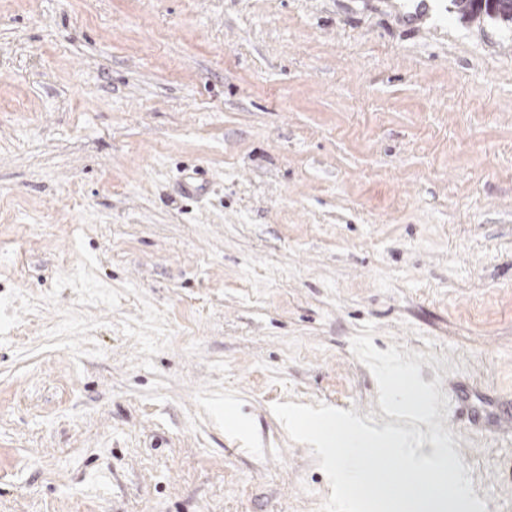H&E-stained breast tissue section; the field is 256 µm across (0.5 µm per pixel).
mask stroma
Here are the masks:
<instances>
[{"mask_svg": "<svg viewBox=\"0 0 512 512\" xmlns=\"http://www.w3.org/2000/svg\"><path fill=\"white\" fill-rule=\"evenodd\" d=\"M402 4L0 0V512H320L278 402L512 512V30ZM381 378L387 391L401 396L411 413L421 414L425 412L426 399L421 391L414 386L411 377L404 369L397 366L387 367Z\"/></svg>", "mask_w": 512, "mask_h": 512, "instance_id": "stroma-1", "label": "stroma"}]
</instances>
